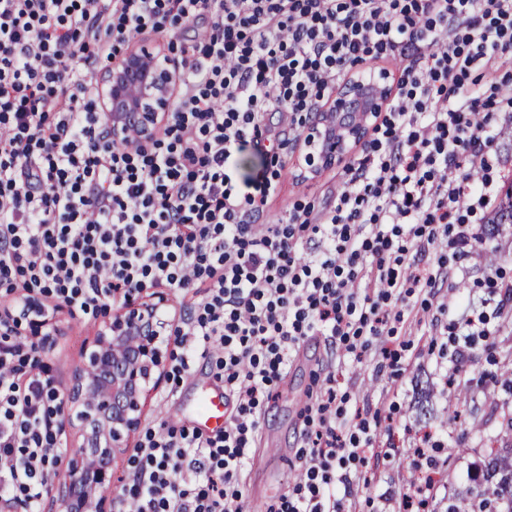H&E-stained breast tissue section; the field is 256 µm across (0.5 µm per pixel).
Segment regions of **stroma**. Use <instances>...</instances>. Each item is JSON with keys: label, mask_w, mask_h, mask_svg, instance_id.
I'll list each match as a JSON object with an SVG mask.
<instances>
[{"label": "stroma", "mask_w": 512, "mask_h": 512, "mask_svg": "<svg viewBox=\"0 0 512 512\" xmlns=\"http://www.w3.org/2000/svg\"><path fill=\"white\" fill-rule=\"evenodd\" d=\"M285 135L281 154L287 158L288 164L282 175V190L269 202L264 213L265 219L270 221L287 218L289 209L297 202L314 205L318 210L327 206L333 193L340 190L348 179V167L356 165L362 156L361 148H354L345 163L313 178L298 179L294 176L298 167L295 149L298 134L289 129ZM487 245L500 256L492 266L478 251L463 258L448 255V286L454 294L470 295L477 300L487 299L491 296L488 288L490 281L512 282V224L504 225L499 235L488 238ZM462 316V310L452 305L436 314L424 312L420 321H407L406 338L410 340L411 347L407 353L409 366L400 381L405 394L397 399L399 426L391 439L392 450L364 468L363 475L369 485L360 489L355 500V512H370L369 498L381 494L387 497V512H398L400 494L412 477L410 460L402 447L408 444L412 437L411 430L418 423L426 421L433 427L444 426L448 429V445L443 453L448 457L445 484L451 491L468 483L472 464L478 462L485 452L478 438L479 431L498 429L500 415L488 408L484 393L492 386V375L512 368V327L501 324L496 318L491 320L490 326L499 332L497 347L489 351L484 345H477L467 372L472 381L468 391V407L473 411L477 425L462 428L446 424L447 400L441 396L442 385L433 374L429 322L435 318L440 325L450 326L460 322ZM52 323L57 331L50 338L47 358L58 388L64 391L70 387L84 351L97 335L103 321L97 318L76 322L70 319L67 312L61 311L55 314ZM320 368L335 371L336 375L342 377L343 385L348 388L352 399L359 402H377L383 386L387 384L386 376L378 373L375 361L369 359L362 367L345 369L332 356L324 337L313 336L305 340L283 381L277 401L265 414L255 441L256 463L240 478L248 512H267L270 498L286 490L289 482L294 480L298 467L294 458L300 432L298 413L312 388V375ZM195 375V380H184L179 387H171L166 382L159 389L150 391L145 400L142 427L148 428L163 420L185 423L194 398L203 385L213 381L206 362H197Z\"/></svg>", "instance_id": "1"}]
</instances>
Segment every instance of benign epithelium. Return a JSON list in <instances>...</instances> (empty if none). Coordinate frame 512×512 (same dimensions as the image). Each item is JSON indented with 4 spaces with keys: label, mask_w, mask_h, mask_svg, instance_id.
Masks as SVG:
<instances>
[{
    "label": "benign epithelium",
    "mask_w": 512,
    "mask_h": 512,
    "mask_svg": "<svg viewBox=\"0 0 512 512\" xmlns=\"http://www.w3.org/2000/svg\"><path fill=\"white\" fill-rule=\"evenodd\" d=\"M175 80L166 48H129L119 64L108 65L100 74V104L109 115L112 138L135 129L143 145L151 144L160 116L171 110ZM388 90L384 76L374 74L351 76L338 85L331 111L316 113L306 128L304 170L314 174L340 164L365 138L370 116L387 106ZM167 302L160 292L132 300L104 324L85 354L64 398L61 424L79 447L90 450L95 463L84 453L68 458L63 477L50 488L51 512H85L93 501L98 512L107 510L112 458L140 426L146 393L166 376L170 350L162 314Z\"/></svg>",
    "instance_id": "benign-epithelium-1"
}]
</instances>
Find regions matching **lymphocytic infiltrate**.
<instances>
[{"mask_svg": "<svg viewBox=\"0 0 512 512\" xmlns=\"http://www.w3.org/2000/svg\"><path fill=\"white\" fill-rule=\"evenodd\" d=\"M169 27L187 33L171 112L149 147L134 131L112 141L87 74ZM388 56L401 63L397 91L330 208L262 223L285 167L265 112L302 127L347 65ZM476 72L512 83V0H0V502L42 512L66 450L46 361L58 310L87 320L132 292L174 291V374L206 360L231 403L217 434L165 420L148 429L115 512H243L240 477L305 337L329 338L346 367L372 355L401 370L416 292L448 298L447 260L431 249L486 243L468 218L491 201V120L512 112V93H480ZM248 147L270 163L244 192L234 164ZM497 290L493 312L441 343L449 384L489 340L491 316H512V284ZM317 385L301 477L270 512H342L393 429V414L352 403L334 374ZM447 440L414 437L404 512L441 493L433 451Z\"/></svg>", "mask_w": 512, "mask_h": 512, "instance_id": "lymphocytic-infiltrate-1", "label": "lymphocytic infiltrate"}]
</instances>
